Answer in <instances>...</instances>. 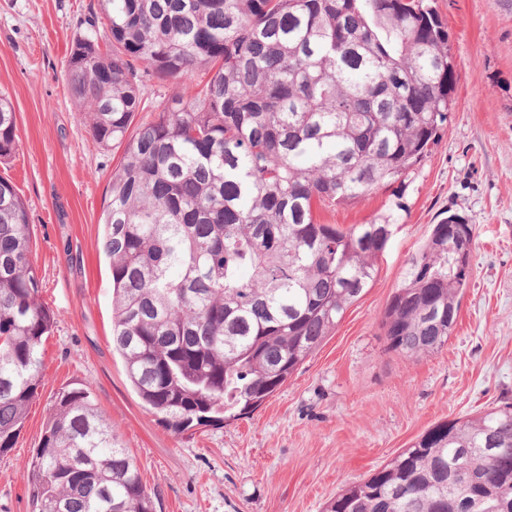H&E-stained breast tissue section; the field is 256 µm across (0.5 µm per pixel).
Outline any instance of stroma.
Segmentation results:
<instances>
[{
	"label": "stroma",
	"mask_w": 512,
	"mask_h": 512,
	"mask_svg": "<svg viewBox=\"0 0 512 512\" xmlns=\"http://www.w3.org/2000/svg\"><path fill=\"white\" fill-rule=\"evenodd\" d=\"M433 6L456 66L446 133L401 180L318 211L344 230L389 217L370 288L254 412L176 434L143 405L112 351L99 218L121 152L94 141L66 69L100 2L0 0V92L19 139L0 177L27 206L41 300L56 321L38 395L0 454V512H30L24 476L55 396L82 384L137 459L155 512H323L431 427L512 399V0ZM453 213L476 227L457 325L439 352L397 356L382 315L411 255Z\"/></svg>",
	"instance_id": "obj_1"
}]
</instances>
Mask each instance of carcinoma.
<instances>
[{"label":"carcinoma","instance_id":"1","mask_svg":"<svg viewBox=\"0 0 512 512\" xmlns=\"http://www.w3.org/2000/svg\"><path fill=\"white\" fill-rule=\"evenodd\" d=\"M77 37L72 98L123 148L103 207L112 350L177 434L255 410L374 279L389 219L317 210L415 169L446 132L456 71L429 0H102ZM190 83L144 111L145 79ZM18 147L0 93V160ZM450 214L408 261L381 329L407 359L441 350L468 276ZM26 204L0 178V453L13 447L55 324ZM31 512H154L135 458L85 388L63 390L26 475ZM324 512H512V403L424 432Z\"/></svg>","mask_w":512,"mask_h":512}]
</instances>
